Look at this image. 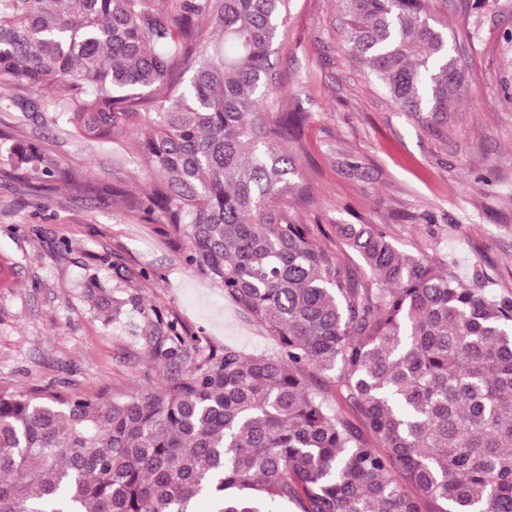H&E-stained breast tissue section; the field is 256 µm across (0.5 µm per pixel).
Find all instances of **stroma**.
<instances>
[{
  "label": "stroma",
  "mask_w": 512,
  "mask_h": 512,
  "mask_svg": "<svg viewBox=\"0 0 512 512\" xmlns=\"http://www.w3.org/2000/svg\"><path fill=\"white\" fill-rule=\"evenodd\" d=\"M449 29L475 18L469 86L441 140L396 110L339 42L337 0H295L273 59L284 112L305 114L296 153L309 202L288 215L342 245L338 224H379L395 245L455 259V274L512 291V0H448ZM18 132L82 173L84 189L39 194L0 164V389L122 397L157 385L173 366L149 356L143 334L155 314L201 346L272 354L273 341L245 322L223 285L182 261L170 225L132 216L149 177L133 156L0 111V135ZM120 186L121 196L103 193ZM115 300L96 308V296Z\"/></svg>",
  "instance_id": "stroma-1"
}]
</instances>
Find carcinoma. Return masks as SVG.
Masks as SVG:
<instances>
[{
	"label": "carcinoma",
	"mask_w": 512,
	"mask_h": 512,
	"mask_svg": "<svg viewBox=\"0 0 512 512\" xmlns=\"http://www.w3.org/2000/svg\"><path fill=\"white\" fill-rule=\"evenodd\" d=\"M293 0H0V87L152 174L134 213L186 239L274 355L197 348L126 397L0 389V512H512V296L379 224H336L357 262L288 220L307 196L278 144L272 61ZM338 34L399 111L448 139L466 62L435 0H339ZM66 92L59 93L60 87ZM35 190L80 175L32 144Z\"/></svg>",
	"instance_id": "carcinoma-1"
}]
</instances>
